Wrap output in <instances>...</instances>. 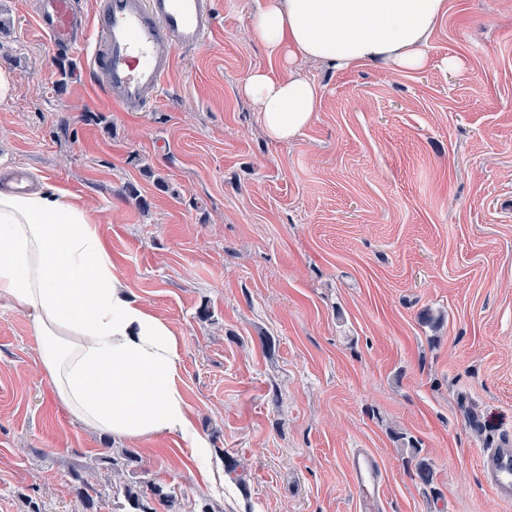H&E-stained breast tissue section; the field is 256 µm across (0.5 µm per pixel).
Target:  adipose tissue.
I'll return each mask as SVG.
<instances>
[{
	"instance_id": "1",
	"label": "adipose tissue",
	"mask_w": 512,
	"mask_h": 512,
	"mask_svg": "<svg viewBox=\"0 0 512 512\" xmlns=\"http://www.w3.org/2000/svg\"><path fill=\"white\" fill-rule=\"evenodd\" d=\"M447 11V0H263L251 36L274 61L415 70ZM241 91L277 141L297 136L319 105L317 86L297 74L256 70ZM96 224L64 189L0 191V306L33 325L45 375L82 422L117 441L178 433L201 447L177 340L132 298Z\"/></svg>"
}]
</instances>
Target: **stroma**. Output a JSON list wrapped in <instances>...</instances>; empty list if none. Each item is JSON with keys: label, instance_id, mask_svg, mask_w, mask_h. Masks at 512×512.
Here are the masks:
<instances>
[{"label": "stroma", "instance_id": "1", "mask_svg": "<svg viewBox=\"0 0 512 512\" xmlns=\"http://www.w3.org/2000/svg\"><path fill=\"white\" fill-rule=\"evenodd\" d=\"M261 2L215 0L165 96L119 112L33 0H0V182L76 195L178 342L206 453L164 434L128 443L130 471L176 512H360L347 457L368 448L381 512H512L481 467L512 442V0H448L419 71L297 61L320 101L286 142L241 92L273 65L249 36ZM119 447L56 398L33 327L0 308V512H127L70 476L107 481Z\"/></svg>", "mask_w": 512, "mask_h": 512}]
</instances>
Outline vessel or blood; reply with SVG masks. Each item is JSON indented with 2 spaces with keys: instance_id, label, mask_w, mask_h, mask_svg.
Returning <instances> with one entry per match:
<instances>
[{
  "instance_id": "obj_1",
  "label": "vessel or blood",
  "mask_w": 512,
  "mask_h": 512,
  "mask_svg": "<svg viewBox=\"0 0 512 512\" xmlns=\"http://www.w3.org/2000/svg\"><path fill=\"white\" fill-rule=\"evenodd\" d=\"M41 31L86 61L96 89L124 112L156 103L178 51L205 41L214 22L213 0H100L95 18L79 15L73 0H36ZM482 468L497 497L512 499V448H495ZM349 470L362 495V512H375L385 481L370 449L354 451Z\"/></svg>"
}]
</instances>
